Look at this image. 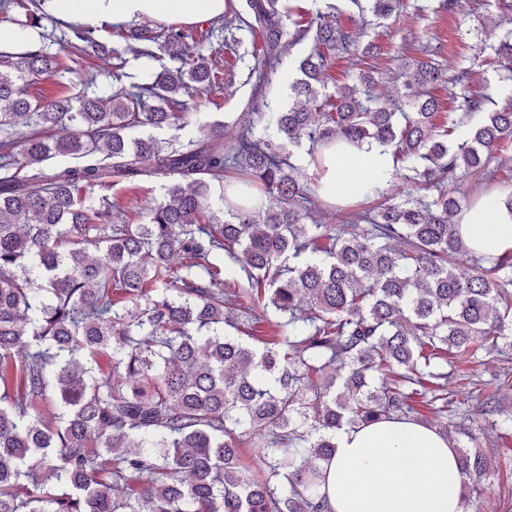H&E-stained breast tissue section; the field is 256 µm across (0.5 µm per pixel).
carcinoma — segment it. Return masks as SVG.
Here are the masks:
<instances>
[{
    "instance_id": "cac0c4a2",
    "label": "carcinoma",
    "mask_w": 512,
    "mask_h": 512,
    "mask_svg": "<svg viewBox=\"0 0 512 512\" xmlns=\"http://www.w3.org/2000/svg\"><path fill=\"white\" fill-rule=\"evenodd\" d=\"M367 2L377 20L406 0ZM288 29L280 0H224V30L251 34L245 104L290 67L289 48L312 38L289 84L288 107L269 113L277 139L243 117L210 120L201 108L218 72L178 27L158 35L122 26L120 37L157 63L140 79L46 105L29 89L74 72L64 58L121 53L97 29L70 27L59 51L8 57L0 70V512H327L325 467L336 432L410 417L414 403L455 415L448 359L478 363L512 349V250L476 257L455 218L468 204L458 176L486 170L512 137V96L476 124L487 95L469 93L426 51L406 59L396 88L372 95L374 78L328 90L331 59L376 50L369 24L331 21L333 0ZM20 27L58 21L38 0ZM512 76V35L494 48ZM463 91L464 112L438 121L433 88ZM38 130L21 143L10 129ZM195 127L166 145L153 131ZM231 129L224 136V129ZM460 133L456 145L448 137ZM308 140L314 179L321 149L338 141L391 147L392 177L419 190L393 202L378 181L351 222L310 224L291 149ZM77 164L50 167L54 158ZM154 181L166 197L140 224H112V203L92 189ZM180 257V267L171 264ZM243 275L225 267L222 257ZM274 314L267 341L253 326ZM111 358L104 372L97 358ZM495 429L512 431L496 394L476 395ZM463 499L479 498L496 442L450 425Z\"/></svg>"
}]
</instances>
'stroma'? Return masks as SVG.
Here are the masks:
<instances>
[{"instance_id":"obj_1","label":"stroma","mask_w":512,"mask_h":512,"mask_svg":"<svg viewBox=\"0 0 512 512\" xmlns=\"http://www.w3.org/2000/svg\"><path fill=\"white\" fill-rule=\"evenodd\" d=\"M411 6L400 15L382 21L371 34L378 45L376 58L366 59L364 66L358 67L345 60L335 61L327 72L328 84H340L353 80L359 69L373 68L378 73L374 92L378 96L388 95L393 87L391 77L397 72L402 57L421 56L425 47L440 46V63L448 70L463 67L472 72L469 91L473 94L485 93L492 101L487 111L502 107L512 96V80L505 71L489 66L488 60L493 50L482 49L485 39L499 41L512 32V0H458L457 8L450 13L436 9V0H410ZM220 19L201 22L205 34L200 42L206 52L216 59L219 69L235 68L238 76L247 73L244 52L250 50V41L242 44H221L214 36V29L223 27ZM107 65L96 54H82L75 75L69 83H60L56 77H48L35 89L37 96L52 101L72 94L76 82L95 78L97 87L107 86ZM487 175H467L455 183L458 196L470 198L491 188L512 193V140L505 142L496 159L489 165ZM112 201V221L116 224H135L163 192L160 188L148 185L117 184L107 188ZM463 379L456 389L458 398L464 403L468 413L476 414L477 406L468 400L471 388L491 392L504 378V363L499 357H483L481 363L458 369ZM498 447L492 458L490 477L485 482V491L480 498L481 512H512V434L499 435Z\"/></svg>"}]
</instances>
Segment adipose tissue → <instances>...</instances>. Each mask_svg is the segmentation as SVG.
<instances>
[{
    "mask_svg": "<svg viewBox=\"0 0 512 512\" xmlns=\"http://www.w3.org/2000/svg\"><path fill=\"white\" fill-rule=\"evenodd\" d=\"M60 21L101 28L134 20L192 26L222 17L224 0H45ZM323 185L338 203L352 192L350 174L366 180L394 169L390 147L350 145L343 156L328 153ZM476 254L494 257L512 249V209L496 192L459 217ZM331 512H460V469L445 435L407 418L383 420L336 434L328 469Z\"/></svg>",
    "mask_w": 512,
    "mask_h": 512,
    "instance_id": "adipose-tissue-1",
    "label": "adipose tissue"
}]
</instances>
